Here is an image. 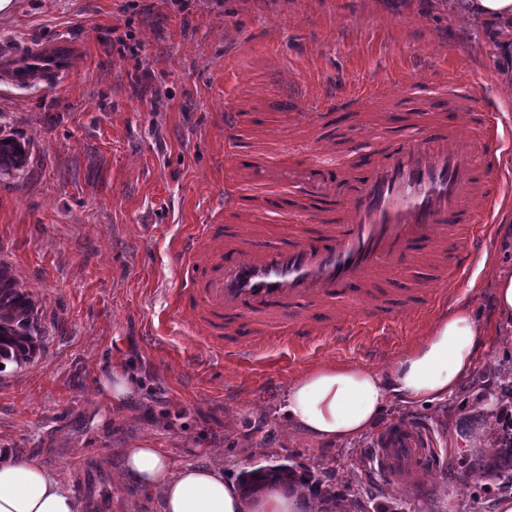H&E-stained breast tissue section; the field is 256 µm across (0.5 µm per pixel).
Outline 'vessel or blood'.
Returning <instances> with one entry per match:
<instances>
[{"label":"vessel or blood","instance_id":"1","mask_svg":"<svg viewBox=\"0 0 512 512\" xmlns=\"http://www.w3.org/2000/svg\"><path fill=\"white\" fill-rule=\"evenodd\" d=\"M83 62L81 47L60 38L0 49V85L29 90L59 83ZM448 97L437 115L436 97ZM367 87L329 104L297 112L303 125L359 132L356 117L375 102ZM404 126L392 138L372 137L353 155L315 150L295 165L256 156L239 129L244 115L224 120V218L182 239L172 315L191 320L204 336L208 359L235 363L279 349L300 350L317 340L373 332L388 314L352 318L343 308L353 288L372 282L383 267H415L440 257L428 286L401 308L422 318L453 293L490 234L472 205L487 217L512 204V176L498 172L504 144L502 114L480 84L429 73L413 94L387 99ZM268 219L300 218L288 243L264 248L243 242L237 220L257 209ZM370 459L382 480L417 489L444 462L429 428L409 420L389 425L373 440Z\"/></svg>","mask_w":512,"mask_h":512}]
</instances>
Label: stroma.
Masks as SVG:
<instances>
[{"label":"stroma","instance_id":"35a3bbf8","mask_svg":"<svg viewBox=\"0 0 512 512\" xmlns=\"http://www.w3.org/2000/svg\"><path fill=\"white\" fill-rule=\"evenodd\" d=\"M59 36L86 50L65 83L0 86V137L29 156L0 174V263L31 294L43 330L37 356L0 373V454L55 472L83 512H160V492L125 473L124 449L143 440L175 465L217 466L233 481L270 460L327 471L337 489L366 496V512L401 501L409 512H493L496 498L477 479L446 469L425 477V493L392 488L369 469L370 438L319 444L278 414L302 371L328 361L388 367L448 304L418 323L386 321L375 341L321 340L204 368L187 365L200 340L170 314L176 247L210 220L224 184L225 111L250 114L241 135L257 153L287 142L291 164L316 144H352L296 124L287 91L323 101L438 69L480 83L512 122V55L496 27L429 0H192L185 11L175 0H14L0 13V47ZM486 252L453 297L483 322L512 245L494 231ZM510 367L512 335L497 337L447 401L395 403L385 421L424 422L440 455L468 449L492 463L474 399L498 390L494 371ZM116 371L133 384L119 401L104 386Z\"/></svg>","mask_w":512,"mask_h":512}]
</instances>
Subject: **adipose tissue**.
<instances>
[{
    "instance_id": "adipose-tissue-1",
    "label": "adipose tissue",
    "mask_w": 512,
    "mask_h": 512,
    "mask_svg": "<svg viewBox=\"0 0 512 512\" xmlns=\"http://www.w3.org/2000/svg\"><path fill=\"white\" fill-rule=\"evenodd\" d=\"M494 317L478 321L469 306L438 317L422 340L386 371L327 363L290 382L283 417L319 443L348 444L369 435L391 402L432 403L448 398L481 367L498 331L512 332V268L494 280ZM125 470L139 484L162 491V512H304L301 492L270 487L243 496L222 469L174 468L149 442L125 451ZM0 512H81L79 500L38 463L0 457Z\"/></svg>"
}]
</instances>
